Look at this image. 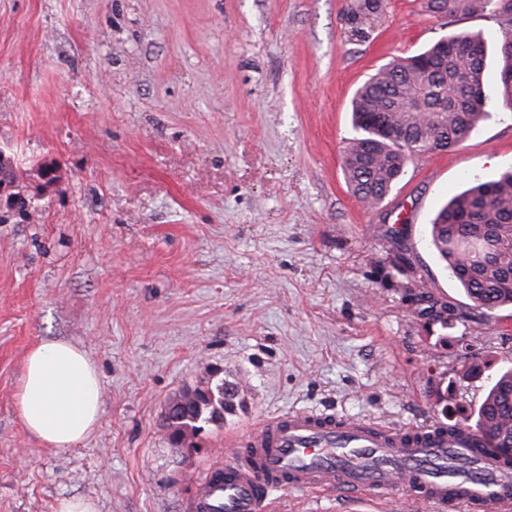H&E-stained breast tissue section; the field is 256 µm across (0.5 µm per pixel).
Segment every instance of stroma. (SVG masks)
I'll use <instances>...</instances> for the list:
<instances>
[{"instance_id":"1","label":"stroma","mask_w":512,"mask_h":512,"mask_svg":"<svg viewBox=\"0 0 512 512\" xmlns=\"http://www.w3.org/2000/svg\"><path fill=\"white\" fill-rule=\"evenodd\" d=\"M357 2L0 0V150L27 203L0 209V512L70 497L191 512L226 438L264 418L442 424L512 367V308L476 309L429 236L454 195L512 168V112L416 157L377 207L342 170L352 95L392 58L482 35L495 97L500 23L384 0L363 40ZM41 164L56 186L40 187ZM48 340L81 346L102 378L101 426L67 450L37 446L12 406ZM476 359L484 374L466 377ZM211 372L233 410L194 448L172 444L166 404ZM274 496V512H426L402 490Z\"/></svg>"}]
</instances>
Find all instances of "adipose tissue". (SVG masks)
I'll return each instance as SVG.
<instances>
[{"label": "adipose tissue", "mask_w": 512, "mask_h": 512, "mask_svg": "<svg viewBox=\"0 0 512 512\" xmlns=\"http://www.w3.org/2000/svg\"><path fill=\"white\" fill-rule=\"evenodd\" d=\"M102 397L98 367L84 349L63 340L44 341L26 358L14 406L31 438L42 447L64 450L97 432Z\"/></svg>", "instance_id": "1"}]
</instances>
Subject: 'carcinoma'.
<instances>
[{"instance_id": "cac0c4a2", "label": "carcinoma", "mask_w": 512, "mask_h": 512, "mask_svg": "<svg viewBox=\"0 0 512 512\" xmlns=\"http://www.w3.org/2000/svg\"><path fill=\"white\" fill-rule=\"evenodd\" d=\"M500 0H425L429 13L472 16L497 12ZM497 105L512 112V19L501 31ZM486 48L468 34H452L415 55L394 58L380 66L354 93L353 124L359 135L344 149L342 167L353 195L365 206H378L392 191L416 156L451 148L465 140L490 116L484 93ZM438 260L473 302L487 310L512 305V170L479 181L455 195L430 227ZM433 320L450 326L448 306L437 305L425 289ZM188 408L174 407L166 418L169 438L177 445L192 440L204 424L220 421L232 406L224 384L208 380L176 397ZM487 430L512 441V369L496 374L477 411L475 424L460 415L443 428L448 437L457 428Z\"/></svg>"}]
</instances>
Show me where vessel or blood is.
Masks as SVG:
<instances>
[{
  "label": "vessel or blood",
  "mask_w": 512,
  "mask_h": 512,
  "mask_svg": "<svg viewBox=\"0 0 512 512\" xmlns=\"http://www.w3.org/2000/svg\"><path fill=\"white\" fill-rule=\"evenodd\" d=\"M406 485L439 512H512V471L492 461L468 430L288 411L263 420L234 449L221 474H207L193 512H263L271 491L385 492Z\"/></svg>",
  "instance_id": "1"
}]
</instances>
